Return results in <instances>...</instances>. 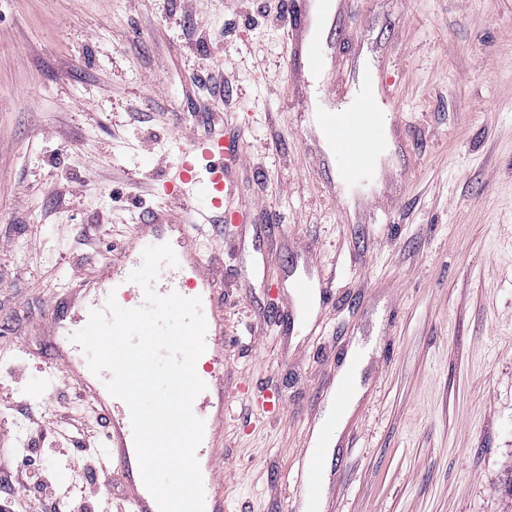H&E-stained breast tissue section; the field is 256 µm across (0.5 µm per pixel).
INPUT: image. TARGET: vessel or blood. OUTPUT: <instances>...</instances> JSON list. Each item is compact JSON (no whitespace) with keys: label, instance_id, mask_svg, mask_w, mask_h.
<instances>
[{"label":"vessel or blood","instance_id":"vessel-or-blood-1","mask_svg":"<svg viewBox=\"0 0 512 512\" xmlns=\"http://www.w3.org/2000/svg\"><path fill=\"white\" fill-rule=\"evenodd\" d=\"M297 36L293 56L309 70L319 73L326 67L325 40L320 25L312 19L307 0H300L293 19ZM381 107L379 90L366 86L350 100L346 112H318L314 119L327 141L339 142L342 150L332 153L331 162L340 178L349 182H365L372 178L371 160L385 145L375 121ZM206 167H199V160ZM165 198L164 206L152 210L136 224L117 254L92 278L73 281L62 297L51 302L45 319L58 347H67L74 333L87 324L91 311L104 309L108 297H115L122 307L133 309L143 305L144 291L130 279L143 247L170 244L177 257L176 265H163L153 283L160 295L178 293L201 301L206 320V351L197 370L206 388L194 400L192 410L204 422V436L196 449L205 493V512H224V478L217 462L224 453V301L218 296L217 278L202 260L199 235L192 229L193 210L190 199L204 193L209 213L219 214L221 222H240L239 213L224 208V197L231 190L224 180V133L212 129L202 136H187L175 172L158 185ZM317 283L308 277L298 278L285 297V305L297 318L302 330L319 322ZM43 385L55 387L60 376L75 380L83 393L107 421L108 439L101 455L104 477L118 475L125 492L124 512H159L158 505L145 487L134 445L130 410L125 402L112 396L106 382L110 372L94 374L82 360L70 357L58 363L43 365ZM334 429L332 413H322L315 432L316 449L306 456L309 475L308 498L322 501L326 487L319 474L328 464L331 453L329 434Z\"/></svg>","mask_w":512,"mask_h":512}]
</instances>
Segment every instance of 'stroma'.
<instances>
[{"instance_id": "35a3bbf8", "label": "stroma", "mask_w": 512, "mask_h": 512, "mask_svg": "<svg viewBox=\"0 0 512 512\" xmlns=\"http://www.w3.org/2000/svg\"><path fill=\"white\" fill-rule=\"evenodd\" d=\"M283 7L0 0V448L41 447L32 411L97 429L75 383L46 394L25 354L54 358L44 311L103 258L83 238L159 206L184 136L220 125L245 215L204 227L224 274L226 512L300 506L318 393L360 343L327 512H512V0H350L309 88ZM371 75L401 133L334 200L302 98L333 108ZM309 256L323 326L286 336L281 288Z\"/></svg>"}]
</instances>
